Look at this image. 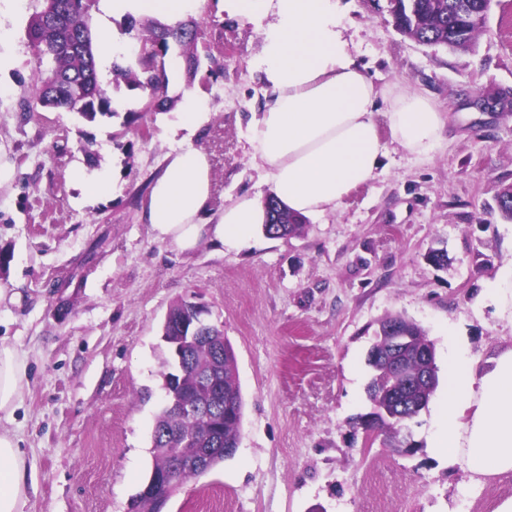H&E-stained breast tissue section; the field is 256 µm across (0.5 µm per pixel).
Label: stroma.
Returning a JSON list of instances; mask_svg holds the SVG:
<instances>
[{
  "label": "stroma",
  "instance_id": "1",
  "mask_svg": "<svg viewBox=\"0 0 512 512\" xmlns=\"http://www.w3.org/2000/svg\"><path fill=\"white\" fill-rule=\"evenodd\" d=\"M43 5L27 0L7 18L15 63L0 73V163L16 171L0 184V288L19 294L0 302V343L24 355L28 376L0 427L27 461L26 512H128L153 462L171 363L161 325L179 301L205 304L223 325L244 408L235 455L188 479L167 512H493L512 498V476L478 483L431 449L439 396L406 423L410 453L349 425L371 409L367 356L385 316L423 328L442 385L449 337L479 368L512 348V317L488 290L512 279V221L496 201L512 184V112L484 106L492 95L512 102V0H492L474 43L457 49L401 34L389 0H340L358 63L376 85L406 82L432 97L449 114L443 141L429 157L390 144L375 179L301 233L258 227L251 248L204 240L189 253L156 240L143 219L179 141L171 113L142 111L140 91L102 63L110 115L22 112L51 66L27 36ZM189 18L205 33L201 66L191 81L170 72L168 94L190 87L209 105L192 143L211 156L214 205L268 196L246 138L267 95L250 65L260 26L219 0H199ZM90 152L112 175L111 196L82 193ZM432 249L447 251V266L427 261Z\"/></svg>",
  "mask_w": 512,
  "mask_h": 512
}]
</instances>
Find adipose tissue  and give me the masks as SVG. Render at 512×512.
I'll return each instance as SVG.
<instances>
[{
  "label": "adipose tissue",
  "mask_w": 512,
  "mask_h": 512,
  "mask_svg": "<svg viewBox=\"0 0 512 512\" xmlns=\"http://www.w3.org/2000/svg\"><path fill=\"white\" fill-rule=\"evenodd\" d=\"M109 21L100 29L101 57L130 44L111 19L154 14L179 20L197 0H101ZM224 11L263 21L251 65L264 74L269 98L246 137L269 191L289 210L314 216L336 209L354 188L371 182L389 143L430 155L447 117L405 82L376 87L351 53L337 0H223ZM207 102L186 93L173 122L182 138L153 182L143 217L155 239L189 251L209 239L233 251L251 247L264 223L258 197L213 209L212 163L192 136L209 119ZM24 357L0 345V420L9 419L26 384ZM431 445L460 459L476 479L512 476V348L476 369L459 349L448 356V387ZM26 460L16 439L0 430V512H26Z\"/></svg>",
  "instance_id": "1"
}]
</instances>
